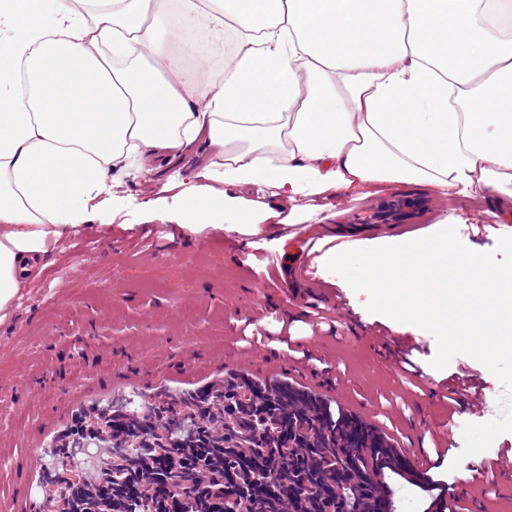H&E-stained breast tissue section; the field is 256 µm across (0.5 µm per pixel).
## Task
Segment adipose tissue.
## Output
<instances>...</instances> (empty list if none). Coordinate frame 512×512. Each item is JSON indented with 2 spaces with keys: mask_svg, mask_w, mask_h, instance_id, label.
I'll use <instances>...</instances> for the list:
<instances>
[{
  "mask_svg": "<svg viewBox=\"0 0 512 512\" xmlns=\"http://www.w3.org/2000/svg\"><path fill=\"white\" fill-rule=\"evenodd\" d=\"M202 25L236 46L215 76L147 62ZM202 135L186 227L261 232L272 209L237 185L512 197V0H0V312L112 201L113 168Z\"/></svg>",
  "mask_w": 512,
  "mask_h": 512,
  "instance_id": "adipose-tissue-1",
  "label": "adipose tissue"
}]
</instances>
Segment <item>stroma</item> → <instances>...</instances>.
Returning <instances> with one entry per match:
<instances>
[{"label": "stroma", "mask_w": 512, "mask_h": 512, "mask_svg": "<svg viewBox=\"0 0 512 512\" xmlns=\"http://www.w3.org/2000/svg\"><path fill=\"white\" fill-rule=\"evenodd\" d=\"M211 158L201 138L158 168L146 157L130 161L115 174L111 210L50 249L46 268L13 300L0 322V512L36 502L38 485L58 462L52 439L84 410L156 393L201 394L240 373L336 401L395 442L406 460L430 451L448 430V455L456 457L465 424L507 410L503 385L484 365L460 355L435 369L431 333L369 312L366 295L332 277L326 261L449 225L471 250L494 251L500 237L512 236L511 199L374 184L362 195L274 198L288 221L268 219L258 235L182 229L174 220L181 198L168 178L195 175ZM303 251L310 256L306 278L266 268L267 254ZM283 328L317 364L273 342L241 371L240 358L253 351L246 334ZM407 341L415 345L412 374L392 365ZM461 377L486 392L446 415L439 389Z\"/></svg>", "instance_id": "35a3bbf8"}]
</instances>
